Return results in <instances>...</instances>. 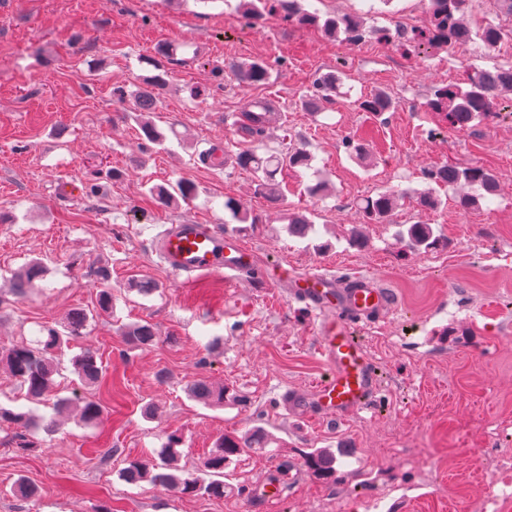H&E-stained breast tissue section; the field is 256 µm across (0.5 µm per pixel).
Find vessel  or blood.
I'll return each instance as SVG.
<instances>
[{"mask_svg": "<svg viewBox=\"0 0 512 512\" xmlns=\"http://www.w3.org/2000/svg\"><path fill=\"white\" fill-rule=\"evenodd\" d=\"M156 242L162 263L181 281L220 274L229 284L244 280L265 286L284 284L317 316L316 351L327 372L306 391L282 394L292 415L309 422L342 423L370 409L380 392L379 366L353 328L374 323L392 308L393 298L386 289L366 276L341 279L320 271L266 266L252 248L218 224H173Z\"/></svg>", "mask_w": 512, "mask_h": 512, "instance_id": "obj_1", "label": "vessel or blood"}]
</instances>
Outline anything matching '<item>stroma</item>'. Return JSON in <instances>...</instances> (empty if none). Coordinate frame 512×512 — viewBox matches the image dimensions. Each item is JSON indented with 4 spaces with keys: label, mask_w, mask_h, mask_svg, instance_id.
<instances>
[{
    "label": "stroma",
    "mask_w": 512,
    "mask_h": 512,
    "mask_svg": "<svg viewBox=\"0 0 512 512\" xmlns=\"http://www.w3.org/2000/svg\"><path fill=\"white\" fill-rule=\"evenodd\" d=\"M310 5L323 17L356 14L390 28L428 14V0ZM169 43L178 47L169 85L158 110L140 116L133 98L117 100L112 88L143 86L157 47ZM255 59L271 67L267 84L216 81V68ZM510 65L512 41L437 48L422 59L390 42L332 40L276 17L251 28L224 0H0V352L37 345L42 327L63 326L73 310L89 316L85 334L58 351L59 371L39 408L55 416L57 432L36 430L35 447L22 450L12 429L0 427V512H97L103 504L112 512H244L248 490L275 465L314 448L335 453V476L300 470L259 512H365L373 494L378 512H448L456 497L486 498L487 473L512 449V114L439 136L441 118L425 102L435 87L463 84L467 69ZM335 69L336 95L302 105L314 80ZM379 91L394 108L361 111L359 101ZM256 97L282 115L266 145H306L312 168L283 170L281 219L227 224L229 231L262 262L367 275L394 297L362 333L379 363L380 401L341 425L291 416L280 400L325 371L312 314L282 288L228 286L216 275L180 282L153 250L166 225L223 223L229 197L262 216L277 210L255 193L249 171L199 160L215 146H248L234 118ZM145 119L167 132L164 147L143 151ZM351 137L367 141L370 165L347 148ZM442 165L490 169L495 195L464 211L457 191L444 190L438 209L421 208L424 173ZM112 168L120 178H106ZM317 177L328 190L313 198L304 187ZM181 178L198 186V197L157 207L151 188ZM92 179L94 194L84 190ZM391 187L405 199L384 223H364L358 200ZM289 212L312 220L314 233L290 236ZM417 222L432 225L444 247H404L399 231ZM357 229L360 246L351 242ZM35 258L46 267L43 280L17 293L15 273ZM100 265L112 290V311L102 315L92 275ZM136 275L159 291L131 289ZM140 322L154 326V345L128 342L126 330ZM87 350L102 360L96 387L74 372ZM199 380L224 386L223 404L192 399ZM86 398L103 406L92 423L80 418ZM61 399L65 407L54 410ZM256 428L269 433L268 451L233 459L223 499L120 478L127 461L158 462L167 433L181 435L179 464L195 471L219 435ZM22 479L38 498L14 495Z\"/></svg>",
    "instance_id": "1"
}]
</instances>
